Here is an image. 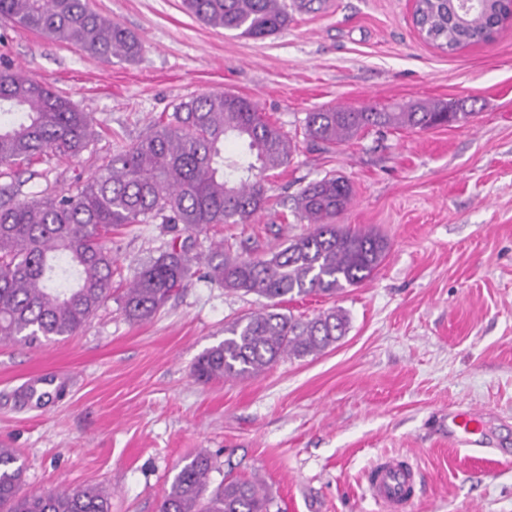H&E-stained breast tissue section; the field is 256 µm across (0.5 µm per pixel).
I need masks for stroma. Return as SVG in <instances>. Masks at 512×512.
Masks as SVG:
<instances>
[{
  "label": "stroma",
  "mask_w": 512,
  "mask_h": 512,
  "mask_svg": "<svg viewBox=\"0 0 512 512\" xmlns=\"http://www.w3.org/2000/svg\"><path fill=\"white\" fill-rule=\"evenodd\" d=\"M413 5L291 0L288 28L252 39L202 24L182 0H94L142 42L136 61L109 63L0 18V71L69 97L99 133L95 154L20 165L34 194L74 189L202 92L245 96L290 132L321 107L426 100L471 114L330 148L297 140L290 165L267 179L264 211L192 238L200 259L218 242L232 256L269 255L310 230L292 213L300 190L336 176L352 187L338 225L389 243L361 286L282 304L304 317L344 311L339 343L251 379L202 381L192 366L262 299L211 283L200 263L153 319L131 321L119 297L172 231L113 230L112 296L84 331L33 347L0 342V441L16 449L25 491L102 486L110 512H158L179 468L205 449L213 481L260 479L270 512H381L365 475L389 455L419 472L410 512H512V21L448 53L419 34ZM54 371L70 375L63 394L25 397L30 377ZM461 407L487 413L474 457L448 444V416Z\"/></svg>",
  "instance_id": "1"
}]
</instances>
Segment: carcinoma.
Returning <instances> with one entry per match:
<instances>
[{
    "label": "carcinoma",
    "instance_id": "cac0c4a2",
    "mask_svg": "<svg viewBox=\"0 0 512 512\" xmlns=\"http://www.w3.org/2000/svg\"><path fill=\"white\" fill-rule=\"evenodd\" d=\"M203 24L254 39L288 28L286 0H183ZM512 3L493 0L462 16L453 0H419L414 24L438 48L454 52L488 39ZM0 16L47 40L91 57L133 61L137 35L100 13L92 0H0ZM451 103L419 102L391 112L319 108L306 113L304 135L336 145L370 127L429 130L467 120ZM90 116L37 79L0 71V342L33 346L85 328L112 296V229L147 220L172 225L174 235L144 262L121 296L136 322L150 320L193 274L188 241L214 224H245L266 209L264 174L286 168L296 144L265 119L250 99L203 92L173 106L149 132L110 158L72 192L29 196L26 181L8 173L51 151L60 160L94 151ZM236 141L235 158L224 142ZM352 199L349 183L324 177L296 199L295 216L312 230L266 257L224 256V243L206 261L207 278L267 300L262 309L224 325V340L195 361L198 380L258 375L281 358L317 355L345 336L348 319L330 308L302 319L278 311L289 298H331L369 279L387 242L372 232L341 229L333 220ZM210 454L201 450L174 476L159 512H270L272 499L257 479L211 485ZM24 466L0 443V512H109L111 493L80 487L24 493Z\"/></svg>",
    "mask_w": 512,
    "mask_h": 512
}]
</instances>
